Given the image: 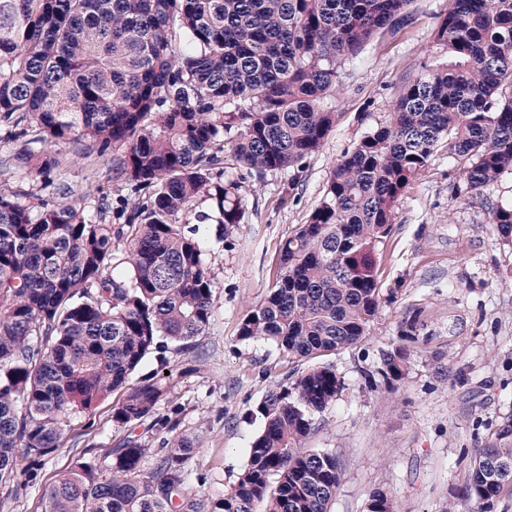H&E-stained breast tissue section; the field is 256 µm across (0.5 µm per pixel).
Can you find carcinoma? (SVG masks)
I'll return each instance as SVG.
<instances>
[{"label":"carcinoma","mask_w":512,"mask_h":512,"mask_svg":"<svg viewBox=\"0 0 512 512\" xmlns=\"http://www.w3.org/2000/svg\"><path fill=\"white\" fill-rule=\"evenodd\" d=\"M412 0H0V125L29 178L50 186L48 148L86 139L129 188L58 201L0 192V491L37 481L73 422L112 391L119 427L167 433L153 379L128 385L170 343L186 350L213 317L201 228L242 223L224 144L261 181L300 169L336 122L330 99L375 38L410 21ZM447 59L403 79L383 122L345 152L320 203L280 245V276L237 340L297 360L351 348L382 305L380 244L407 189L441 149L477 193L512 172V0H452L432 31ZM117 223H112V220ZM492 221L512 242V205ZM416 320L366 384L395 390ZM343 381L330 363L269 390L247 466L218 499L185 493L196 451L165 438L146 466L139 438L112 449L108 475L81 458L43 490L45 512H331L343 463L306 447ZM32 468L18 472L17 454ZM512 485V419L482 442L457 498L492 512ZM264 510H258V506ZM365 512H397L374 491Z\"/></svg>","instance_id":"obj_1"}]
</instances>
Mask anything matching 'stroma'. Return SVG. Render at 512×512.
Segmentation results:
<instances>
[{
  "label": "stroma",
  "mask_w": 512,
  "mask_h": 512,
  "mask_svg": "<svg viewBox=\"0 0 512 512\" xmlns=\"http://www.w3.org/2000/svg\"><path fill=\"white\" fill-rule=\"evenodd\" d=\"M451 0H413L412 19L375 39L348 69L336 98V123L301 172L281 171L256 180L233 155L225 164L239 178L246 199L241 224L216 241L208 226L207 254L215 288L214 320L187 352L168 349L164 360L142 366L166 390L161 414L179 422L196 452L185 488L220 496L248 463V449L263 428L257 406L292 370L266 341L237 339L241 318L275 285L282 241L306 223L323 197L341 155L379 123L400 84L444 60L432 30ZM57 166L50 187L56 200L68 191L90 200H116L125 186L89 141L52 150ZM512 203V173L482 194L467 188L464 163L439 150L411 184L382 250L381 279L392 293L364 343L328 355L344 388L317 416L307 445L333 449L343 459L341 486L331 512H365L372 491L395 501L398 512H466L455 492L477 446L512 417V245L505 244L491 209ZM417 315L419 336L410 343L406 379L391 393L368 387L381 353L398 342L401 326ZM117 390L76 421L61 448L42 461L38 486L18 497L0 494V512H44V484L80 457L103 461L127 434L150 449L162 433L141 424L116 426Z\"/></svg>",
  "instance_id": "35a3bbf8"
}]
</instances>
